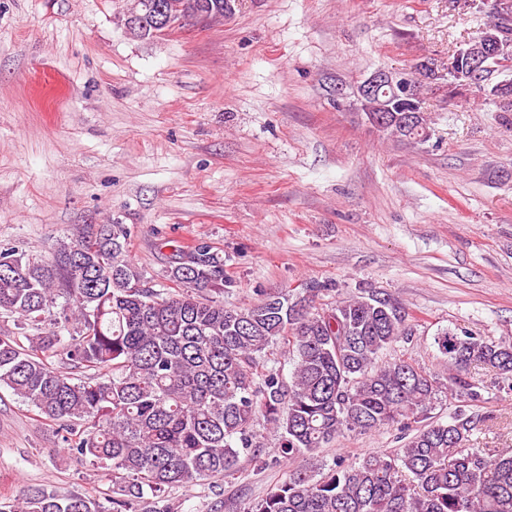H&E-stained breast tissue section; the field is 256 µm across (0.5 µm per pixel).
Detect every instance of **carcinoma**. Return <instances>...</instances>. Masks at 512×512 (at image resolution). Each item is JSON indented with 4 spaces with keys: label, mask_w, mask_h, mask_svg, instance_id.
I'll list each match as a JSON object with an SVG mask.
<instances>
[{
    "label": "carcinoma",
    "mask_w": 512,
    "mask_h": 512,
    "mask_svg": "<svg viewBox=\"0 0 512 512\" xmlns=\"http://www.w3.org/2000/svg\"><path fill=\"white\" fill-rule=\"evenodd\" d=\"M138 0L149 38V4ZM173 26L197 0H162ZM493 5V23L509 38L499 58L512 63V0ZM470 91L512 112V87L477 78ZM400 115L402 91L369 101ZM433 129L392 125L384 133L424 143ZM124 224H84L46 258L19 246L0 248V315L19 336H0V386L10 388L61 433L64 448L112 483L109 492L30 486L0 502V512H174L168 489L222 478L249 454L262 466L288 468L285 480L243 512H512V454L480 448L474 435L489 416L458 409L446 422L414 429L404 447L334 463L315 476L298 461L351 432L427 417L441 389L479 402L486 387L472 366L512 384V342L446 329L435 344L448 386L400 357L382 358L407 335L408 313L368 294L318 302L312 285L291 298L261 295L224 306V255L207 241L171 244L168 285L156 290L128 259ZM68 340H63V335ZM288 348L286 378L268 366ZM86 375L74 377L71 369ZM276 429L278 445L261 452L255 426Z\"/></svg>",
    "instance_id": "cac0c4a2"
}]
</instances>
